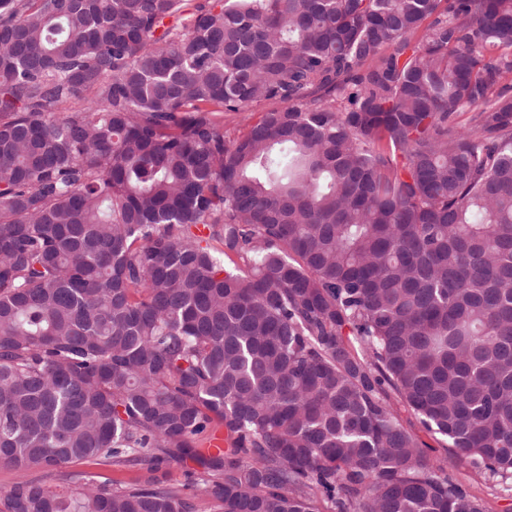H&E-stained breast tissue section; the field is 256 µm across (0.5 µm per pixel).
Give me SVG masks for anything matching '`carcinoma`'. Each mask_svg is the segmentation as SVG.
<instances>
[{
	"label": "carcinoma",
	"instance_id": "1",
	"mask_svg": "<svg viewBox=\"0 0 512 512\" xmlns=\"http://www.w3.org/2000/svg\"><path fill=\"white\" fill-rule=\"evenodd\" d=\"M189 2L0 0V512H484L512 0ZM399 409L404 424L417 435L430 458L443 460L448 475L471 496L479 499L485 512H512V490H506L510 487L499 479L475 472L469 460L451 448L446 438L429 432L407 408L400 405ZM71 469L85 472L92 480L97 483H109L115 480H127L136 473L127 470H118L105 463L100 464H79Z\"/></svg>",
	"mask_w": 512,
	"mask_h": 512
}]
</instances>
